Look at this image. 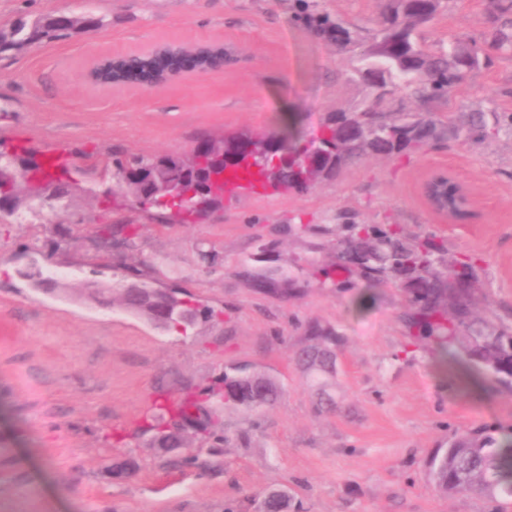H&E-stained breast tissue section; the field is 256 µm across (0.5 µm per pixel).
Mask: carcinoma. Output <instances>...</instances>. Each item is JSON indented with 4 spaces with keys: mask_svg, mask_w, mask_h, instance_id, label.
I'll use <instances>...</instances> for the list:
<instances>
[{
    "mask_svg": "<svg viewBox=\"0 0 512 512\" xmlns=\"http://www.w3.org/2000/svg\"><path fill=\"white\" fill-rule=\"evenodd\" d=\"M441 6L439 0H389L381 20L380 41L387 48L376 55L367 48L359 60L372 59L387 73L382 82H370L373 98L353 112H336L328 116L319 130L310 137L301 135L296 114L288 116L282 129L256 137L270 142L273 152L255 151L245 161V167L256 168L267 185L306 192L312 186V175L301 168L297 171L274 158L288 152L300 153L326 176L336 175L366 155L398 156L415 152L441 139L485 143L491 140L501 123L497 112H469L458 117L448 116V122L428 114L404 112L392 106L398 91H410L422 100L443 98L455 88L464 75L492 62L493 53L512 49V0H489L488 12L494 24L484 47L463 46L457 40L426 42L421 28L432 22ZM306 23L317 34L345 50L356 42L354 33L339 19L324 13L305 15ZM84 26L78 22L64 25L40 17L32 22L19 21L12 31L15 38L0 35V53L27 46L43 39ZM363 125L389 129L381 139L366 142L355 134ZM37 160L34 171L44 172L54 180L52 170L61 164L26 147L0 150V168H12ZM168 164L169 180H181L189 174L183 160L170 156H132L116 162L115 177L120 180L127 172L150 173L161 162ZM152 208L162 218L185 219L197 214L185 210L165 194L157 195ZM347 235L336 240V261L357 265L361 275L373 282L391 278L405 279L409 295V311L405 321L417 330L419 338L433 340L446 351L443 366H456L466 361L479 373H490L506 389L512 391V325L494 324L476 317L473 295L479 284L477 262H448V242L437 236L419 238L399 224L378 228L370 224H348ZM320 345L302 354L309 372L326 371L332 364L330 346L336 337L327 330L317 333ZM207 395L222 403L253 409L272 405L281 396V389L263 374L251 379L238 374L237 368L224 372L217 385ZM168 419L148 424L155 431L152 447L165 448L168 441L183 447V435L189 428L207 431L212 413L199 395L185 392L172 403H163ZM429 476L436 490L443 495L476 492L491 499L512 498V443L500 444L492 431L484 429L459 438L446 448H438L428 461ZM291 499L276 491L252 504L254 512H288Z\"/></svg>",
    "mask_w": 512,
    "mask_h": 512,
    "instance_id": "1",
    "label": "carcinoma"
}]
</instances>
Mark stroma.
<instances>
[{
    "instance_id": "1",
    "label": "stroma",
    "mask_w": 512,
    "mask_h": 512,
    "mask_svg": "<svg viewBox=\"0 0 512 512\" xmlns=\"http://www.w3.org/2000/svg\"><path fill=\"white\" fill-rule=\"evenodd\" d=\"M388 0H0V34L19 20L63 12L104 17L0 53V139L71 152L69 206L27 223L0 213V512H245L271 489L294 512H512V499L441 495L427 460L452 436L494 429L512 442V393L487 380L465 385L440 369L436 344L414 342L400 282L369 285L357 269L336 281L321 232L339 224H400L448 241V256L477 257L479 309L512 323V127L485 144L441 140L409 156H366L305 193H241L193 224H160L153 209L116 190L102 161L190 153L196 142L262 136L298 114L305 131L350 112L372 91L303 20L340 18L362 46L378 37ZM490 31L485 0H443L427 41L479 43ZM165 41H220L235 62L149 90L100 88L86 68L109 53ZM437 116L512 113V53L471 71L447 97L398 95ZM447 170L473 201L455 223L434 214L421 186ZM293 292L260 289L268 274ZM56 279L46 293L35 276ZM173 285L212 308L187 334L153 327L113 304L130 282ZM332 331V373L295 361L311 327ZM242 366L283 388L256 409L210 402L218 416L206 448L170 454L141 433L158 392L175 398ZM137 473L111 477L113 462ZM47 481H40V474Z\"/></svg>"
}]
</instances>
